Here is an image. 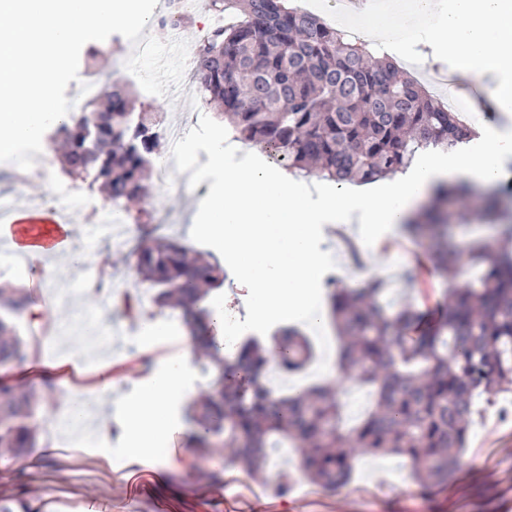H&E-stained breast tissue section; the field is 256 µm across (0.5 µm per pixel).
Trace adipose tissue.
Instances as JSON below:
<instances>
[{"instance_id":"1","label":"adipose tissue","mask_w":512,"mask_h":512,"mask_svg":"<svg viewBox=\"0 0 512 512\" xmlns=\"http://www.w3.org/2000/svg\"><path fill=\"white\" fill-rule=\"evenodd\" d=\"M411 8L419 17H437L427 34L451 57L459 78L497 75L494 99L500 108H512V55L507 52L512 46V0H452L447 7L440 0H412ZM480 135L479 152L432 150L407 174L372 193L357 194L339 186L312 202L265 165L228 166L224 136L215 134L210 165L203 174L210 182L201 203L203 230L233 258L240 284L253 292L256 318L324 325L327 311L315 303L325 273L315 248L320 225L348 226L355 241L368 245L367 261H374L381 229L405 224L433 184L498 183L505 162L512 159V135L490 127L481 129ZM193 348V343H186L125 400L131 447H154L165 432L172 404L192 397L183 368Z\"/></svg>"}]
</instances>
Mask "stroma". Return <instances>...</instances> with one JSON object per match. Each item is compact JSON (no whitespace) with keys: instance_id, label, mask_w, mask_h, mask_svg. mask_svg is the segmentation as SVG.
Wrapping results in <instances>:
<instances>
[{"instance_id":"1","label":"stroma","mask_w":512,"mask_h":512,"mask_svg":"<svg viewBox=\"0 0 512 512\" xmlns=\"http://www.w3.org/2000/svg\"><path fill=\"white\" fill-rule=\"evenodd\" d=\"M129 88L139 103L170 113L190 130L196 151L188 163L192 172L208 167L211 135L223 123L213 110L203 106L179 107L175 100L145 93L137 80ZM205 183L189 180L170 190L152 188L150 198L169 212L172 224L163 229L186 247L215 252L222 268L232 260L189 228L198 204L206 195ZM389 252L375 276L395 267L399 289L396 302L411 301L418 308L434 307L446 291L442 277L429 269L426 242H416L401 230L388 234ZM101 256L117 255L118 267L104 277L113 292L139 295L145 317L122 319V328L110 330L100 324L116 310L114 299H80L74 310L51 306L50 281L61 283L94 274L90 262H62L52 274L36 275L34 261L23 258L13 267L0 256V283H20L35 304L51 312L46 321L22 327V335L40 338L41 375L30 367H0V382L23 389L52 384L68 397L81 399L91 411H103L111 421L108 437L84 440L46 424L47 411H40L41 446L18 460H0V499L26 502L40 512H512V400L494 405L479 404L470 436L458 464L447 481L422 485L402 478L400 457H358L349 482L336 490L301 477H294L287 490L277 488V473L294 468L288 449L270 452L273 464L267 479H257L236 461L218 451L210 459L206 475L195 473L194 453L187 445L192 426L186 420L189 402L176 403L174 421L160 447L140 455L131 454L124 435L122 415L113 404L100 406L103 393L114 400L145 382L159 363L181 349L189 335L179 312L159 309L152 294L143 293L138 282L129 281L127 249H113L111 240L97 242ZM161 326L162 335L152 349L141 345L147 330Z\"/></svg>"}]
</instances>
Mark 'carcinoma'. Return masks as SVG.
<instances>
[{"label": "carcinoma", "instance_id": "carcinoma-1", "mask_svg": "<svg viewBox=\"0 0 512 512\" xmlns=\"http://www.w3.org/2000/svg\"><path fill=\"white\" fill-rule=\"evenodd\" d=\"M210 9L236 16L196 46L198 98L222 108L235 138L278 157L287 170L334 182L366 184L403 172L429 147L455 150L473 129L432 98L424 85L365 43L288 5V0H210ZM131 92L114 83L87 101L102 124L81 116L57 125L62 161L72 175L100 183L106 199L140 221L158 112H140ZM499 191L475 198L466 183L438 187L429 205L402 225L412 238L434 240V268L448 281L439 317L410 303L394 308L381 279L347 288L331 276L330 315L341 343L339 376L295 395L264 386L268 349L256 338L226 361L214 333V292L224 271L212 256L154 236L134 252L139 283L155 291L161 309L177 310L194 336L200 358L217 368L186 414L197 427L191 447L202 456L224 449L255 475L265 473L272 448H293L302 474L329 487L346 484L359 456L397 454L410 459L422 484L448 480L477 412L512 394V216L502 219ZM495 221L497 237H477L461 251L448 242L450 219ZM474 277L460 284L463 269ZM27 292L0 285V365L24 364L27 343L6 313L29 314ZM121 313L136 319L138 298L123 294ZM278 363L298 371L312 357L294 328L278 331ZM369 387L366 416L342 427L343 384ZM66 397L0 384V457H18L38 445L28 424L41 406Z\"/></svg>", "mask_w": 512, "mask_h": 512}]
</instances>
